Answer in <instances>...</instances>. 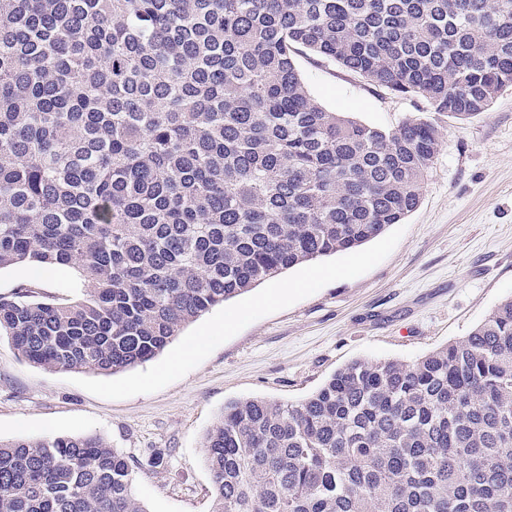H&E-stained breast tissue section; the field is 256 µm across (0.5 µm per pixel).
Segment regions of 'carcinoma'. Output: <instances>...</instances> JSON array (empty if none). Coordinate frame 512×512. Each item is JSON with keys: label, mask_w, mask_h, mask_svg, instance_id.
I'll list each match as a JSON object with an SVG mask.
<instances>
[{"label": "carcinoma", "mask_w": 512, "mask_h": 512, "mask_svg": "<svg viewBox=\"0 0 512 512\" xmlns=\"http://www.w3.org/2000/svg\"><path fill=\"white\" fill-rule=\"evenodd\" d=\"M298 46L466 120L512 86V0H0V269L83 288L0 295L20 358L123 372L417 208L438 127L325 110ZM204 448L212 512H512V298L413 362L232 401ZM0 512L148 509L120 452L71 435L0 440ZM49 269L47 276H36L34 268ZM34 288L40 297L74 299L79 295L76 269L61 265H15L0 270V294L9 295L20 286Z\"/></svg>", "instance_id": "carcinoma-1"}]
</instances>
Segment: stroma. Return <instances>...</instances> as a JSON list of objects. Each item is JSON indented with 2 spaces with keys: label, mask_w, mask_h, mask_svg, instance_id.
<instances>
[{
  "label": "stroma",
  "mask_w": 512,
  "mask_h": 512,
  "mask_svg": "<svg viewBox=\"0 0 512 512\" xmlns=\"http://www.w3.org/2000/svg\"><path fill=\"white\" fill-rule=\"evenodd\" d=\"M295 64L323 108L383 129L423 115L422 101L372 85L309 51ZM419 206L356 250L299 265L213 307L158 356L114 375L49 372L0 339V439L96 435L134 468L149 512H211L204 437L225 404L300 401L356 359L414 361L461 340L512 296V86L470 120L443 115ZM341 276H333V268ZM79 295V274L0 270V294ZM204 345L181 358L197 337ZM161 456L158 467L148 457Z\"/></svg>",
  "instance_id": "35a3bbf8"
}]
</instances>
